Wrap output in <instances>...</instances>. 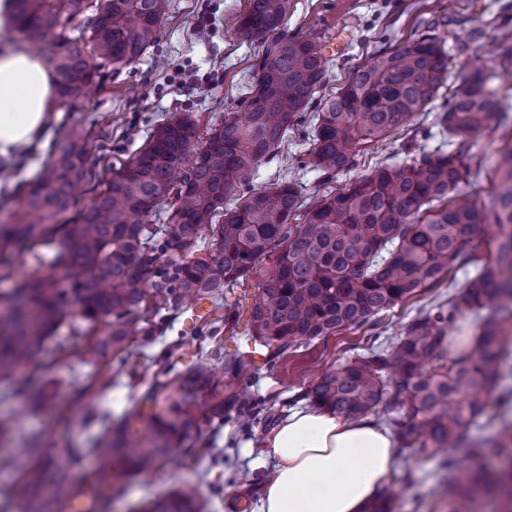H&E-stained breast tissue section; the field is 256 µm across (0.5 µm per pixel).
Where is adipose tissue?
Wrapping results in <instances>:
<instances>
[{
	"label": "adipose tissue",
	"instance_id": "ef3b65f1",
	"mask_svg": "<svg viewBox=\"0 0 512 512\" xmlns=\"http://www.w3.org/2000/svg\"><path fill=\"white\" fill-rule=\"evenodd\" d=\"M55 94L35 55L17 48L0 56V156L42 135ZM265 446L275 465L255 512H361L396 464L388 428L302 404L289 410Z\"/></svg>",
	"mask_w": 512,
	"mask_h": 512
}]
</instances>
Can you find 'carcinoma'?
Here are the masks:
<instances>
[{"mask_svg":"<svg viewBox=\"0 0 512 512\" xmlns=\"http://www.w3.org/2000/svg\"><path fill=\"white\" fill-rule=\"evenodd\" d=\"M10 2L14 30L47 53L65 104L91 99L103 86L102 68L139 60L157 41L170 8V0ZM290 2L247 0L237 18L244 38L265 43L273 37L243 116L229 113L199 149L197 121L189 112L172 113L112 171L106 188L73 223L63 216L86 176L89 150L81 129L67 131L68 143L31 183L9 222L0 224L3 256L60 242L47 271L0 299V382L20 384L71 304L81 318L83 362L92 366L110 352L121 368L147 307L178 309L188 298L217 301L256 273L262 281L251 338L275 360L303 343L375 325L380 312L461 270L465 282L448 285V300L419 309L394 338L383 341V332H375L377 346L322 375L306 397L350 420L384 415L400 447L441 457L440 470L459 496L473 499L493 490L503 512H512V459L488 471L462 468L448 455L512 442L511 420L488 440H464L494 401H512V392H498L501 369L512 356V147L500 153L497 192L488 208L460 193L465 172L455 148L459 137L507 126L512 96L496 84L495 73L481 68L449 89L456 55L429 28L348 67L344 85L322 98L332 66L324 37L285 30ZM93 6L88 29L71 38L73 22ZM447 93V109L435 121L441 140L432 149L420 146L309 207L290 180L233 199L311 106L316 122L306 165L328 181ZM165 204L166 223L150 227L148 220ZM424 206L431 210L427 219L420 218ZM303 208V223L289 224ZM483 227L494 230L496 248L481 262ZM206 236L213 238L210 251L195 255ZM271 255L273 266L262 269ZM467 315L476 318V334L460 348L448 330ZM242 368L237 354L224 358L221 377L200 363L144 395L133 413L119 420L103 415L90 446L70 452L75 463L94 460L80 487L34 448L0 458V470L17 475L13 485L0 486V512H71L80 496L101 500L119 472H148L173 458L203 420H222L232 407L259 418L256 403L239 400L227 381ZM56 390L57 382L49 381L31 396V408L41 409ZM400 497L401 486L393 483L363 512H395ZM205 509L197 487L183 484L141 512Z\"/></svg>","mask_w":512,"mask_h":512,"instance_id":"1","label":"carcinoma"}]
</instances>
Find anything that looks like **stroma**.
I'll list each match as a JSON object with an SVG mask.
<instances>
[{
	"instance_id": "stroma-1",
	"label": "stroma",
	"mask_w": 512,
	"mask_h": 512,
	"mask_svg": "<svg viewBox=\"0 0 512 512\" xmlns=\"http://www.w3.org/2000/svg\"><path fill=\"white\" fill-rule=\"evenodd\" d=\"M246 2L170 0L160 38L143 58L109 72L103 91L91 101L53 106L42 138L12 160H0V169L6 172L0 178V224L8 221L72 123H79L89 142L108 145L90 159L79 197L84 204L104 190L111 171L129 161L153 127L171 113L192 112L204 133L226 113L240 111L243 97L255 83L254 65L263 51L261 45L244 41L234 32ZM505 17L512 18V0H292L286 28L291 33L319 32L334 44L340 60L329 73L324 88L328 94L344 84L348 66L368 62L380 49L406 44L435 21L441 34L466 45L457 60L459 72H466L477 59L510 86L512 64L503 56L499 41ZM473 28L483 31L479 41L467 39ZM313 123L312 112H305L289 130L277 156L250 175L245 189L270 187L289 175L295 177L305 198L318 195L317 173L300 165ZM511 142L512 130L501 128L484 131L466 143L462 157L468 173L460 185L462 193L478 204L490 205L497 186L498 156ZM55 251V245L49 244L0 263V296L41 262L51 260ZM259 282L258 275L247 276L225 300L207 304L202 317L194 315L189 304L173 312H147L121 375L116 374L111 357H104L94 368L82 362L83 341L72 332L79 320L67 315L59 339L47 341L37 365L24 372L25 392L0 386V419L12 425L10 433L0 437V453L9 455L40 441L45 461L54 468L69 467L73 481H80L91 464L69 466L68 451L85 447L98 431L96 415L120 417L134 410L139 398L160 381L202 361L221 367V360L211 357L213 350L230 353L245 346V339L222 341L212 330L228 314L247 322ZM370 343L368 329L353 328L300 347L272 367L247 361L238 387L264 408L268 423L233 414L224 423L203 425L200 435L191 439L189 453L149 473L121 478L106 512H137L182 483L198 487L209 504L208 512H252L273 468L263 446L266 436L316 379L337 363L364 354ZM51 379L62 382L55 398L41 410H31L28 393ZM396 457L392 481L398 483L410 475L420 483L418 494H405L398 502L397 512H499L494 498L473 504L439 484L437 460L423 458L412 448L397 449Z\"/></svg>"
}]
</instances>
